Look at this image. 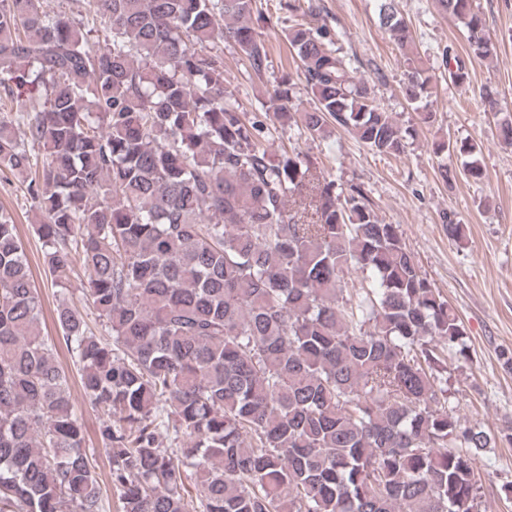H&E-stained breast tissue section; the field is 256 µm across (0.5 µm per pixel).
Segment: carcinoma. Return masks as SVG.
Returning <instances> with one entry per match:
<instances>
[{
    "mask_svg": "<svg viewBox=\"0 0 512 512\" xmlns=\"http://www.w3.org/2000/svg\"><path fill=\"white\" fill-rule=\"evenodd\" d=\"M378 2L427 123L413 33L397 0ZM86 5L75 20L51 0H0V88L14 103L0 113V174L24 185L53 283L87 272L104 328L64 298L61 336L42 334L0 214V512L104 510L62 345L100 413L117 512H479L474 466L495 438L448 414L436 375L467 350L458 316L362 184L339 188L306 154L268 145L276 119L404 152L410 130L354 75L320 6L280 0L313 106L284 78L249 116L225 86L224 43L268 67L258 0ZM436 7L467 34L465 54L442 52L461 86L496 44L476 0ZM480 96L500 114L497 87ZM435 152L483 177L478 144ZM353 269L367 286L348 287Z\"/></svg>",
    "mask_w": 512,
    "mask_h": 512,
    "instance_id": "obj_1",
    "label": "carcinoma"
}]
</instances>
